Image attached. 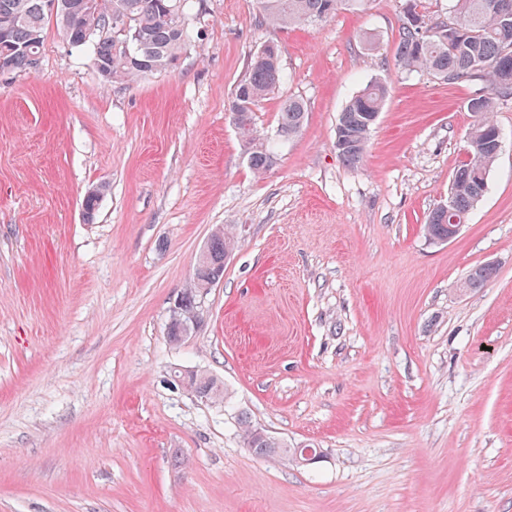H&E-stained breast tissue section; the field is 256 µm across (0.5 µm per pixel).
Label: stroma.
Returning a JSON list of instances; mask_svg holds the SVG:
<instances>
[{
  "instance_id": "obj_1",
  "label": "stroma",
  "mask_w": 512,
  "mask_h": 512,
  "mask_svg": "<svg viewBox=\"0 0 512 512\" xmlns=\"http://www.w3.org/2000/svg\"><path fill=\"white\" fill-rule=\"evenodd\" d=\"M403 2L274 27L255 0H198L178 65L135 82L52 22L38 67L0 75V512H512V95L486 193L429 239L490 88L399 71ZM268 43L284 80L259 133L287 98L307 112L258 175L228 103ZM372 80L388 96L353 167L336 124ZM222 227L238 244L172 343ZM243 418L320 459L256 457ZM463 224H448V218L438 215L437 209H434L427 217L424 224L426 235L439 242H446L454 238ZM196 288H198V285L195 283V280H194V287L192 289H190L188 292L184 293V295H183L181 316H182V319L184 321H187L188 323L182 322L181 317L179 316L182 295L175 301V303L171 309L169 324H174V323H178V322L182 323L183 339L191 337L193 332L195 331V329L198 327V324H199L200 310L202 308V304H201L202 302L200 299V302L198 304L200 309L197 312L198 306H197V295L195 293ZM196 313H197L196 318L192 319V321L190 322L191 318L194 317L196 315ZM195 391V395L200 398H206L215 402L223 399V386L221 382L217 378L205 373L197 372Z\"/></svg>"
}]
</instances>
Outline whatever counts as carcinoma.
<instances>
[{"label": "carcinoma", "mask_w": 512, "mask_h": 512, "mask_svg": "<svg viewBox=\"0 0 512 512\" xmlns=\"http://www.w3.org/2000/svg\"><path fill=\"white\" fill-rule=\"evenodd\" d=\"M45 0H0V60L10 72L36 68L33 58L39 56L44 29L55 18L67 42L76 48L87 47L99 75L107 80H135L167 71L176 66L190 35L187 19L195 0H97L99 15L121 16L129 21L130 40L123 36L109 39L81 34L83 18L75 16L69 24L49 13ZM454 19L464 28L462 39L450 40L434 29L419 31L399 26L395 39V65L404 71L423 70L449 84L485 81L493 96L474 99L471 111L480 115L467 136L468 160L456 170L448 200L456 216L464 220L484 196L491 166L499 155L497 124L490 117L495 97L512 94V0H455ZM265 4L260 18L272 26L311 25L336 14L343 5L361 6L365 0H257ZM283 79L280 54L255 52L250 57L243 78L232 93L229 112L233 122L243 119L249 126L251 143L245 146L247 160L258 174L273 163L275 152L270 142L260 137L255 128L254 112L259 103L275 93ZM388 94L387 85L374 81L349 100L340 114L336 133L344 136L346 148L338 149L349 165L359 164L366 153L370 132ZM302 100L289 98L282 102L278 132L282 137L297 134L305 120ZM426 235L439 242L448 241V219L432 211L424 224ZM236 243L232 230L215 231L203 258L196 260L195 279L203 283L223 277L224 260ZM495 273L491 264L473 268L465 280L470 289L480 288ZM197 295L190 289L183 295L181 316L190 321L197 313ZM196 395L211 401L223 398L221 382L208 374H197ZM244 445L259 457L279 456L285 444L267 436L258 437L257 429L241 422Z\"/></svg>", "instance_id": "cac0c4a2"}]
</instances>
